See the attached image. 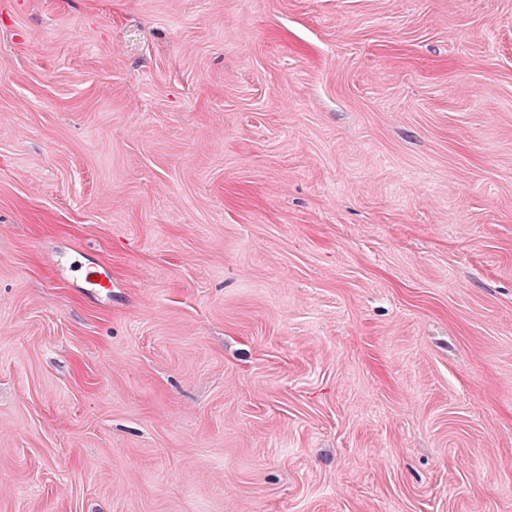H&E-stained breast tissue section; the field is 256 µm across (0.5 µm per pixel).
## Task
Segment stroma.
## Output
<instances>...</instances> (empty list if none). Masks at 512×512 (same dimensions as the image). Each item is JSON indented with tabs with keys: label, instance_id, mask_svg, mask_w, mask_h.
<instances>
[{
	"label": "stroma",
	"instance_id": "stroma-1",
	"mask_svg": "<svg viewBox=\"0 0 512 512\" xmlns=\"http://www.w3.org/2000/svg\"><path fill=\"white\" fill-rule=\"evenodd\" d=\"M0 512H512V0H0ZM83 282L85 288L97 294L108 295L112 288V277L104 269L94 268L84 270Z\"/></svg>",
	"mask_w": 512,
	"mask_h": 512
}]
</instances>
